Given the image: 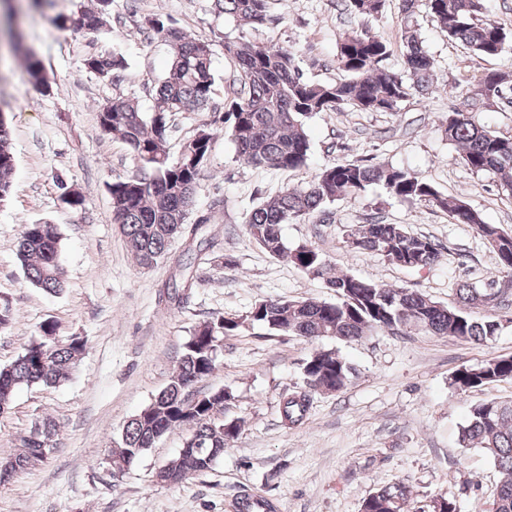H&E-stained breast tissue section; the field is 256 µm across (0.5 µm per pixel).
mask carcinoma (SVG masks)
Returning <instances> with one entry per match:
<instances>
[{
  "instance_id": "1",
  "label": "carcinoma",
  "mask_w": 512,
  "mask_h": 512,
  "mask_svg": "<svg viewBox=\"0 0 512 512\" xmlns=\"http://www.w3.org/2000/svg\"><path fill=\"white\" fill-rule=\"evenodd\" d=\"M217 18H230L242 28L256 30L271 21L270 0H211ZM420 0H399L403 27L401 68L389 70L382 62L391 55L389 43L366 30H353L337 45L336 64L345 77L332 82L304 78L298 65L299 49L288 46L247 43L224 37V55L236 76L224 97V129L234 144L236 159L244 165L275 171H295L307 165L310 140L307 122L322 112H398L414 95H425L433 86L434 58L424 48L414 23ZM110 0L81 12L78 19L64 11L52 17L61 30L72 24L103 32L107 30ZM386 0H346L348 11L358 18L383 13ZM427 13L448 39L469 53L495 58L512 50V37L490 19H481L482 0H425ZM152 36L170 51L171 67L166 78L155 84V107L140 110L138 103L118 97L100 106L101 132L125 143L136 169L107 184L112 200V219L137 264L150 270L166 259L171 246L186 242L179 259L182 271L199 265L203 250L211 243L197 240L211 213L195 214L199 182L213 146L207 124L183 142L177 157L169 151L171 117L177 112L208 109L214 93L210 44L199 41L168 19H146ZM28 82L43 91L50 88L45 66L36 53L24 56ZM85 70L99 78L120 82L129 65L116 48L105 49L84 60ZM512 75L484 71L468 75L465 84L469 103L444 116V138L462 150V161L476 174H493L506 197L512 200V136L485 126L477 112L496 104ZM14 168L11 127L0 111V201L9 194L8 175ZM371 185L408 203L429 202L448 213L456 224H468L484 239L498 258V272L512 280V232L484 221L481 214L462 199L450 200L429 181L407 170L366 160H345L324 166L297 187L286 188L259 203L248 213V235L272 256H286L303 273L324 280L336 292V301L305 299L266 300L247 315L219 316L196 325L182 346L178 367L167 386L129 419L108 451L112 469H121L129 457L142 454L168 432L191 427L183 447L165 465L159 481L178 483L210 468L240 434L237 420L219 417L231 393L219 390L197 398L190 389L217 367L221 341L235 335L245 322L260 324L281 336L311 341L334 336L358 341L375 332L397 333L417 329L464 342L484 344L502 327L497 310L508 307L506 293L496 280L481 286L463 282L456 288L457 301L443 305L409 288H394L359 279L350 274L330 275L327 260L312 245L288 249L283 237L285 224L299 222L340 199L359 196ZM62 237L57 225L25 224L16 255L26 280L50 294L65 286L61 263ZM351 246L376 252L391 264L405 269L436 265L442 248L425 235L410 233L403 224L371 221L348 233ZM87 347L81 336L59 338L54 321L39 326V334L9 365L0 367V414L9 409L21 385L56 386L76 370ZM356 373L355 367L332 351H314L302 366L304 388L280 401L283 425L296 428L311 408V394L339 393ZM512 380V357H495L477 366H463L452 375V386L472 387ZM56 424L45 419L21 439L22 450L10 459L13 472L33 466L56 446ZM458 441L463 448H481L501 474L496 494L485 512H512V401H489L472 408L460 426ZM412 491L405 485L382 487L363 500L361 512H412Z\"/></svg>"
}]
</instances>
